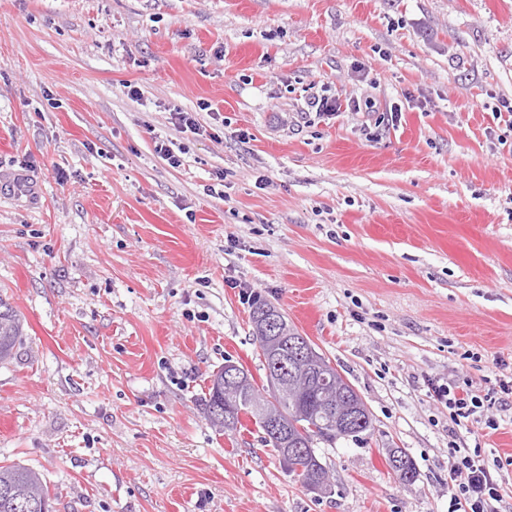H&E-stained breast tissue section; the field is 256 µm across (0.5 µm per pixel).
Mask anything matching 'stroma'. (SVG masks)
<instances>
[{
    "mask_svg": "<svg viewBox=\"0 0 512 512\" xmlns=\"http://www.w3.org/2000/svg\"><path fill=\"white\" fill-rule=\"evenodd\" d=\"M506 100L512 0H0V464L55 512H448L449 443L512 456L425 384L512 364ZM255 297L373 415L315 442L329 494L202 414L225 359L265 381ZM23 323L18 311L0 295V364L14 356L23 338Z\"/></svg>",
    "mask_w": 512,
    "mask_h": 512,
    "instance_id": "stroma-1",
    "label": "stroma"
}]
</instances>
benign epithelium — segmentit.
Listing matches in <instances>:
<instances>
[{
	"label": "benign epithelium",
	"mask_w": 512,
	"mask_h": 512,
	"mask_svg": "<svg viewBox=\"0 0 512 512\" xmlns=\"http://www.w3.org/2000/svg\"><path fill=\"white\" fill-rule=\"evenodd\" d=\"M254 332L257 339L263 345V352L268 366L267 388L276 396L293 394L299 396L304 393L309 385L311 377H316L318 383L327 386L330 383L328 377L321 371H311L309 375L294 379L293 364L308 357L316 358L317 352L312 349L305 337L291 335L281 329L280 312L271 310L253 321ZM242 376L236 368V364L227 363L224 368V380L218 383V388L229 389L240 384ZM270 402L272 398L261 394L259 396L247 395L237 397L235 404L244 405L250 412L256 415L266 433L273 440L283 445L280 453L282 466H288V462L295 461L298 457L305 456L304 449L288 447V431L291 425L288 420L275 414ZM328 405L327 411L332 413V419L336 420V429L342 436L354 435L366 426V417L363 416L364 407L361 403L353 402L342 409L334 408L332 398H325Z\"/></svg>",
	"instance_id": "7a95c632"
}]
</instances>
